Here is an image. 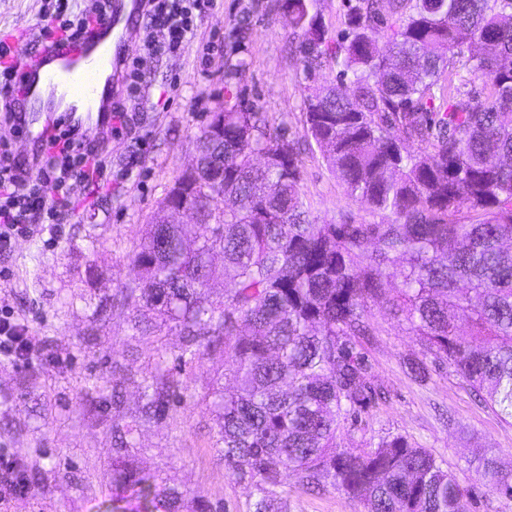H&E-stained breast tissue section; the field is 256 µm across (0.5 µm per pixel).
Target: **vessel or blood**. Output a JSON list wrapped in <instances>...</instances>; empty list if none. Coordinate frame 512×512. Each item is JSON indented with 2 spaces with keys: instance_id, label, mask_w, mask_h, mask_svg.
<instances>
[{
  "instance_id": "1",
  "label": "vessel or blood",
  "mask_w": 512,
  "mask_h": 512,
  "mask_svg": "<svg viewBox=\"0 0 512 512\" xmlns=\"http://www.w3.org/2000/svg\"><path fill=\"white\" fill-rule=\"evenodd\" d=\"M143 0H110L106 11L73 38L55 37L39 50L8 58L16 66L14 96L22 104V138L39 154L51 134L74 130L86 141L109 137L113 74L134 42L133 21Z\"/></svg>"
}]
</instances>
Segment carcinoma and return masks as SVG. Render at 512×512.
<instances>
[{"label":"carcinoma","mask_w":512,"mask_h":512,"mask_svg":"<svg viewBox=\"0 0 512 512\" xmlns=\"http://www.w3.org/2000/svg\"><path fill=\"white\" fill-rule=\"evenodd\" d=\"M316 2L288 0L303 71L329 60L341 70L306 96L305 136L348 198L382 220L318 223L283 125L224 105V147L210 156L224 158V209L208 212L212 224L146 225L137 281L117 291L129 338L156 346L129 420L112 422V512H216L139 465L135 433L196 397L211 409V448L250 489L247 512H288L290 475L364 512H468L470 490L406 437L336 443L339 423L379 399L362 352L374 305L512 419V165L501 163L512 158V0H347L333 44ZM456 77L482 80L487 95L463 93ZM212 192L201 180L187 205L205 211ZM220 279L231 287L214 301ZM172 331L174 354L162 342ZM206 358L221 365L198 396L183 372ZM92 386L124 404L125 381ZM470 465L512 498V469L492 449Z\"/></svg>","instance_id":"obj_1"}]
</instances>
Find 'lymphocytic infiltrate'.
<instances>
[{
    "label": "lymphocytic infiltrate",
    "mask_w": 512,
    "mask_h": 512,
    "mask_svg": "<svg viewBox=\"0 0 512 512\" xmlns=\"http://www.w3.org/2000/svg\"><path fill=\"white\" fill-rule=\"evenodd\" d=\"M107 0H91L73 10L70 0H53L47 8L41 38L66 36L85 29L100 16ZM212 0H146L138 41L149 55L163 58L180 53L194 31L195 15L205 14ZM0 123L10 136L0 140V251L13 241L32 235L41 224H58L72 206L71 183H104L108 164L99 147L86 144L70 132L50 137L39 157L16 156L11 140L21 132L20 118L12 109L0 112Z\"/></svg>",
    "instance_id": "1"
}]
</instances>
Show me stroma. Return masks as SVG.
<instances>
[{"mask_svg": "<svg viewBox=\"0 0 512 512\" xmlns=\"http://www.w3.org/2000/svg\"><path fill=\"white\" fill-rule=\"evenodd\" d=\"M284 0H215L177 55L142 56L145 79L132 135L109 140L112 179L96 193L75 186L77 208L61 224L18 239L0 253V320L24 327L35 346L29 359L0 352V452L24 451V468H37L40 483L26 496H6L0 512H112L107 450L112 406L97 403L87 379L111 376L113 362L135 379L150 369L149 342L130 339L127 311L110 309L91 323L87 300L111 298L133 283L131 254L170 186L191 162L193 143L213 112L244 95L270 121L285 123L300 143L302 199L321 224L342 213L374 223L379 216L353 203L327 169L315 142L304 135L303 100L310 85L335 82L329 63L314 81L304 78ZM44 0H0V40L38 33ZM374 329L365 348L372 383L385 397L356 422H342V446L366 448L401 434L442 460L471 488V512H512V499L492 493L468 468L476 448L497 449L512 463V421L485 405L447 363L422 353L418 336L382 307L372 309ZM425 361L418 380L408 364ZM36 373L23 393L16 377ZM208 407L181 403L170 419L143 427L136 438L142 468L161 471L168 484L200 493L224 512H246L247 491L210 446ZM289 512H363L339 491L308 493L288 484Z\"/></svg>", "mask_w": 512, "mask_h": 512, "instance_id": "obj_1", "label": "stroma"}]
</instances>
